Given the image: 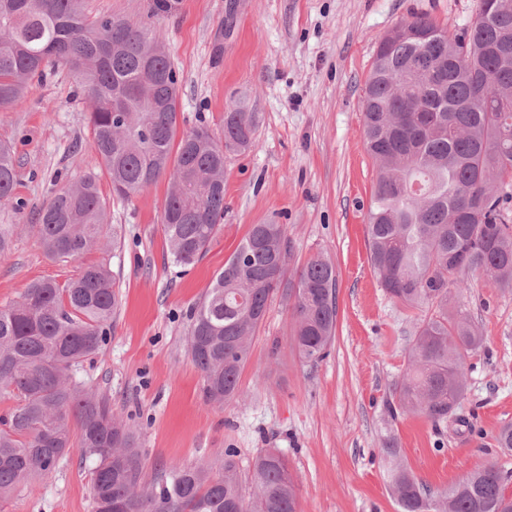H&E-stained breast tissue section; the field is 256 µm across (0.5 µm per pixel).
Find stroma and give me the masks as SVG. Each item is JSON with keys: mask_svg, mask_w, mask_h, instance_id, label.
<instances>
[{"mask_svg": "<svg viewBox=\"0 0 512 512\" xmlns=\"http://www.w3.org/2000/svg\"><path fill=\"white\" fill-rule=\"evenodd\" d=\"M84 0L89 16L145 23L162 40L177 72L178 129L222 133L224 114L258 116L250 151L229 154L224 220L195 264L173 262L161 214L168 179L127 200L112 194L87 123L90 102L78 77L61 67L33 81L15 108L0 111V140L14 148L15 196L0 205L14 227L0 255V307L38 279L65 282L79 265L48 258L33 225L42 205L87 174L99 176L116 246L85 262L106 261L119 306L103 348L76 368L77 379L106 395L138 438L145 475L170 462L200 465L240 449L288 459L298 512H397L382 449L394 439L405 463L435 489L489 463L512 471V454L494 448L512 422V292L481 273L456 294L483 338L466 363L472 424L434 426L391 418L387 401L415 338L413 313L384 292L369 262L366 216L377 176L363 134V89L379 40L396 24L425 16L455 33L478 0ZM284 225L290 270L324 254L336 267L338 316L329 354L316 364L295 351L291 305L274 298L241 373V400L205 403L202 379L186 350L191 306L201 301L251 225ZM91 473L71 453L52 474L19 485L0 512H93Z\"/></svg>", "mask_w": 512, "mask_h": 512, "instance_id": "stroma-1", "label": "stroma"}]
</instances>
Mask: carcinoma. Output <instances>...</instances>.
I'll use <instances>...</instances> for the list:
<instances>
[{"label": "carcinoma", "instance_id": "carcinoma-1", "mask_svg": "<svg viewBox=\"0 0 512 512\" xmlns=\"http://www.w3.org/2000/svg\"><path fill=\"white\" fill-rule=\"evenodd\" d=\"M378 42L363 99L366 149L379 175L367 213L370 262L391 299L427 310L394 382L391 417L416 414L434 425L466 399L464 358L483 338L469 313L448 311L471 272L512 291V69L487 44L512 42V0H479L474 21L450 34L420 16ZM80 76L92 103L88 123L113 195L129 199L168 171L173 180L162 226L173 261L201 259L224 219V166L254 143L252 112L224 113V137L200 127L177 136L178 78L157 34L127 19H91L83 0H0V111L17 106L34 78L57 67ZM11 147L0 142V204L13 201ZM109 208L98 176L56 192L38 211L46 255L80 262L60 284L36 280L0 307V393L16 404L0 418V499L20 483L56 471L72 450L90 462L94 512H297L287 457L262 448L243 460L224 449L218 465L173 464L151 480L133 436L110 400L71 371L107 341L118 306L105 263L83 264L101 243ZM291 244L281 224H253L224 262L203 301L189 311L188 353L208 404L242 396L240 373L274 297L292 301L293 341L306 362L322 360L336 335L337 277L311 258L287 276ZM399 512H512L509 474L494 464L431 490L383 448Z\"/></svg>", "mask_w": 512, "mask_h": 512}]
</instances>
